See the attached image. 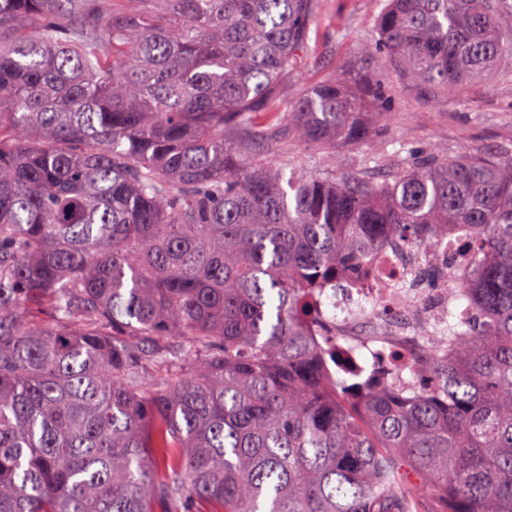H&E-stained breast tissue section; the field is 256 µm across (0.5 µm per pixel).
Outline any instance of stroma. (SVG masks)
I'll return each instance as SVG.
<instances>
[{"mask_svg": "<svg viewBox=\"0 0 512 512\" xmlns=\"http://www.w3.org/2000/svg\"><path fill=\"white\" fill-rule=\"evenodd\" d=\"M384 0H321L319 21L310 32L309 51L281 91L292 99L312 83L339 77L349 66L370 68L382 85L385 114L369 146H337V174H363L366 155L380 158L378 170L395 173L399 151L455 157L473 149L512 155V62L500 64L489 81L468 84L460 95H425L363 55L372 42ZM272 165L297 171L323 169L326 152L302 143L255 149Z\"/></svg>", "mask_w": 512, "mask_h": 512, "instance_id": "stroma-1", "label": "stroma"}]
</instances>
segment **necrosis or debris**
<instances>
[{"instance_id":"4bbe7bcc","label":"necrosis or debris","mask_w":512,"mask_h":512,"mask_svg":"<svg viewBox=\"0 0 512 512\" xmlns=\"http://www.w3.org/2000/svg\"><path fill=\"white\" fill-rule=\"evenodd\" d=\"M378 267L384 287L326 288L306 323L315 343L328 335L343 339V352L327 357L324 370L331 376L348 373L358 401L365 396L374 367H397L409 356H420L419 328L438 330L451 321L463 326L470 317L467 304L451 293L450 281L435 276L420 282L419 252H387Z\"/></svg>"}]
</instances>
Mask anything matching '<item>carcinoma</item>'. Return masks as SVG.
Instances as JSON below:
<instances>
[{"mask_svg": "<svg viewBox=\"0 0 512 512\" xmlns=\"http://www.w3.org/2000/svg\"><path fill=\"white\" fill-rule=\"evenodd\" d=\"M320 0H0V512H512V158L382 181L249 141L369 142L365 71L280 83ZM509 0H388L384 67L454 95L512 56ZM457 235L465 328L433 390L353 402L302 321L339 275ZM268 145V146H267ZM251 152L264 162L272 165L290 164L296 171H320L325 166V156L332 149L317 150L303 143L294 142L289 147L266 143L262 148L251 147Z\"/></svg>", "mask_w": 512, "mask_h": 512, "instance_id": "cac0c4a2", "label": "carcinoma"}]
</instances>
